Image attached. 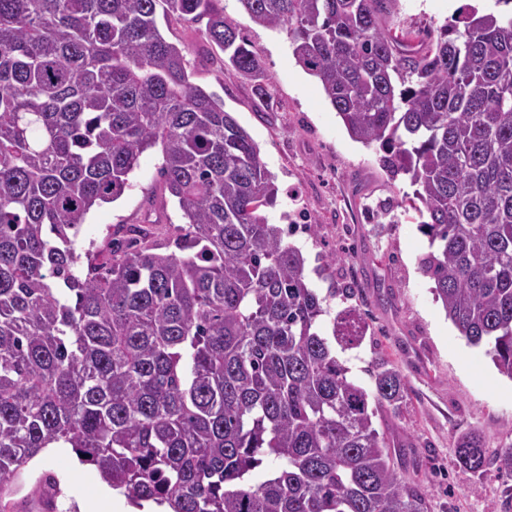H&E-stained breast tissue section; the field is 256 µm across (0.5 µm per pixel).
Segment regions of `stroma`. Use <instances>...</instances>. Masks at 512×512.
Returning <instances> with one entry per match:
<instances>
[{
  "label": "stroma",
  "instance_id": "stroma-1",
  "mask_svg": "<svg viewBox=\"0 0 512 512\" xmlns=\"http://www.w3.org/2000/svg\"><path fill=\"white\" fill-rule=\"evenodd\" d=\"M225 16L244 30L264 63L269 97L223 64L224 54L204 35L205 24L159 19L170 42L187 46L190 80L216 94L260 148L278 188L270 223L305 215L312 229L292 238L307 259L311 288L326 295L349 288L348 298L330 302L331 313L359 309L368 324L361 347L337 350L349 375L370 386V362L382 354L397 367L408 397L388 425L403 447V473L428 489L430 512H512V478L488 473L478 478L456 460L458 438L477 433L487 454L512 445V379L501 375L482 349L470 346L446 318L431 281L418 268L429 241L407 215L395 223L377 217L379 200L407 188L391 183L378 164L375 147L354 141L327 101L316 77L295 59L286 32L254 24L238 0H222ZM494 0H398V18L419 31L457 24L465 9L485 11ZM160 149L145 152L130 176V187L115 202L93 208L75 240L77 252L103 255V245L119 224H153V239L166 241L185 218L177 203L162 194ZM13 499L17 512H38L34 485L41 473L56 475L63 488L62 508L91 498L97 470L78 461L74 451L29 466Z\"/></svg>",
  "mask_w": 512,
  "mask_h": 512
}]
</instances>
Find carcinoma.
I'll list each match as a JSON object with an SVG mask.
<instances>
[{"label": "carcinoma", "mask_w": 512, "mask_h": 512, "mask_svg": "<svg viewBox=\"0 0 512 512\" xmlns=\"http://www.w3.org/2000/svg\"><path fill=\"white\" fill-rule=\"evenodd\" d=\"M220 2L0 0V512L53 443L138 507L429 512L374 422L399 414L402 374L376 353L372 390L348 378L334 345L360 347L368 324L349 307L322 333L327 298L264 214L276 189L258 145L157 25L159 6L206 19L224 64L269 96ZM239 2L287 31L350 137L409 180L378 211L417 215L448 320L512 380V13L473 10L423 39L385 28L396 0ZM157 145L187 219L175 250L133 225L105 265L78 253L91 209ZM456 457L512 476V446L489 457L473 432ZM38 489L62 496L52 474Z\"/></svg>", "instance_id": "carcinoma-1"}]
</instances>
